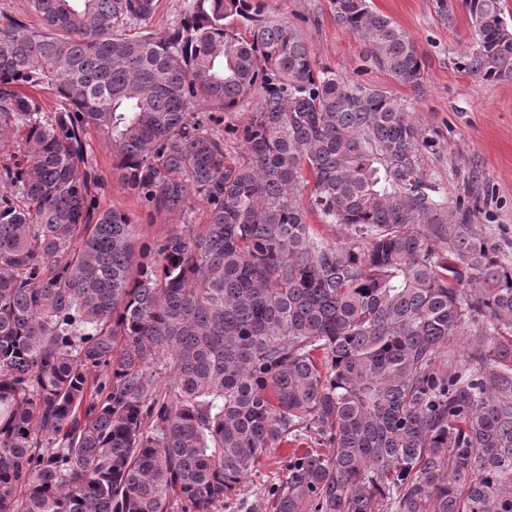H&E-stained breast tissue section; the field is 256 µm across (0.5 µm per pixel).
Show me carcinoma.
I'll return each mask as SVG.
<instances>
[{"label": "carcinoma", "instance_id": "obj_1", "mask_svg": "<svg viewBox=\"0 0 512 512\" xmlns=\"http://www.w3.org/2000/svg\"><path fill=\"white\" fill-rule=\"evenodd\" d=\"M463 71L512 80L503 0H463ZM0 22V512H212L279 444L271 512H512V259L455 222L400 99L319 65L255 0H30ZM366 59L420 88L413 39L329 0ZM52 87L46 112L17 90ZM258 95L243 152L199 117ZM144 204L184 214L153 250L97 205L85 129ZM209 224L191 222V194ZM345 224L319 237L307 214ZM476 326L471 363L442 348ZM2 15H11L33 28H40L41 22L31 9L29 0H0V18ZM155 12L146 24L141 22H128L124 31L131 35H140L143 31H162L179 20L184 11L186 0H154Z\"/></svg>", "mask_w": 512, "mask_h": 512}]
</instances>
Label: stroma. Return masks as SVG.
I'll use <instances>...</instances> for the list:
<instances>
[{
  "instance_id": "1",
  "label": "stroma",
  "mask_w": 512,
  "mask_h": 512,
  "mask_svg": "<svg viewBox=\"0 0 512 512\" xmlns=\"http://www.w3.org/2000/svg\"><path fill=\"white\" fill-rule=\"evenodd\" d=\"M265 18L297 26L321 65L350 81L390 91L406 106L428 144L419 155L428 182L447 204L471 191L474 222L490 243L512 258V81L486 82L460 69L474 27L462 0H370L415 41L424 64L420 88L402 85L376 68L362 69L359 41L340 28L328 0H261ZM90 157L98 171L97 202L129 214L134 244L143 249L179 224L176 213H153L128 189L104 134L88 129ZM306 440L270 449L255 472L217 505L215 512H269L265 489L285 479L292 455Z\"/></svg>"
}]
</instances>
